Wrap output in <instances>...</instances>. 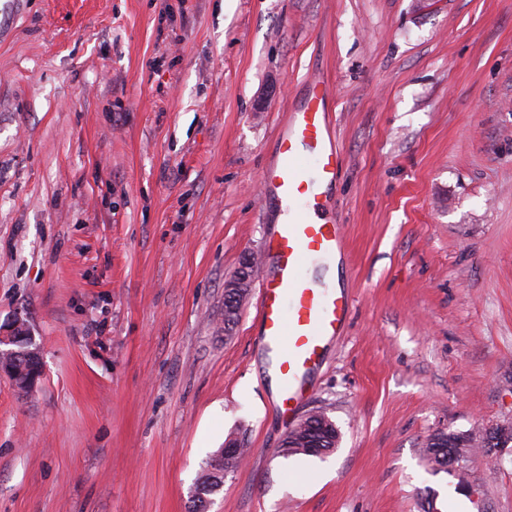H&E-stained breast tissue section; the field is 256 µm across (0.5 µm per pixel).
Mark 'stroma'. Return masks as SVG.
<instances>
[{"instance_id": "35a3bbf8", "label": "stroma", "mask_w": 512, "mask_h": 512, "mask_svg": "<svg viewBox=\"0 0 512 512\" xmlns=\"http://www.w3.org/2000/svg\"><path fill=\"white\" fill-rule=\"evenodd\" d=\"M324 77L343 164L350 318L284 456L256 290L259 175ZM0 512H190L202 462L249 450L210 512H512V449L432 474L440 431L512 421V0H0ZM257 265L258 258L249 255L248 267L244 268L245 273L240 276L235 275L225 283L224 297L233 303L238 302L242 306ZM29 338L25 323L19 320H12L7 324L0 325V344L10 345L19 351L26 347L20 346L21 341ZM17 345V346H14ZM14 348L0 351V373H5L12 380L18 391L31 393L40 383L43 377L41 360L37 350L29 351L30 365L26 369L15 367V356L17 351Z\"/></svg>"}]
</instances>
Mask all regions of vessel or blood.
<instances>
[{"label": "vessel or blood", "mask_w": 512, "mask_h": 512, "mask_svg": "<svg viewBox=\"0 0 512 512\" xmlns=\"http://www.w3.org/2000/svg\"><path fill=\"white\" fill-rule=\"evenodd\" d=\"M331 99L328 82L310 81L287 112L260 180L261 202L276 210L278 221L268 234L256 319L265 350L275 355L278 406L286 412L309 398L325 342L341 335L352 305L348 292L319 285L307 273L311 262L336 257L345 244L329 194L341 166Z\"/></svg>", "instance_id": "vessel-or-blood-1"}]
</instances>
